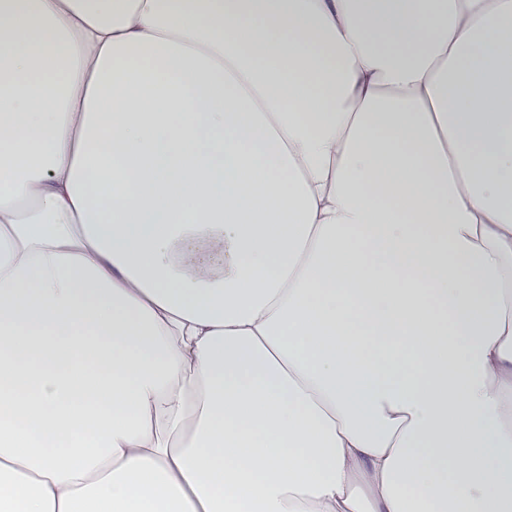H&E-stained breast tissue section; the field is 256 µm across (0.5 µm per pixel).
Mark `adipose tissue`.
<instances>
[{"instance_id":"adipose-tissue-1","label":"adipose tissue","mask_w":512,"mask_h":512,"mask_svg":"<svg viewBox=\"0 0 512 512\" xmlns=\"http://www.w3.org/2000/svg\"><path fill=\"white\" fill-rule=\"evenodd\" d=\"M0 512H512V0H0Z\"/></svg>"}]
</instances>
